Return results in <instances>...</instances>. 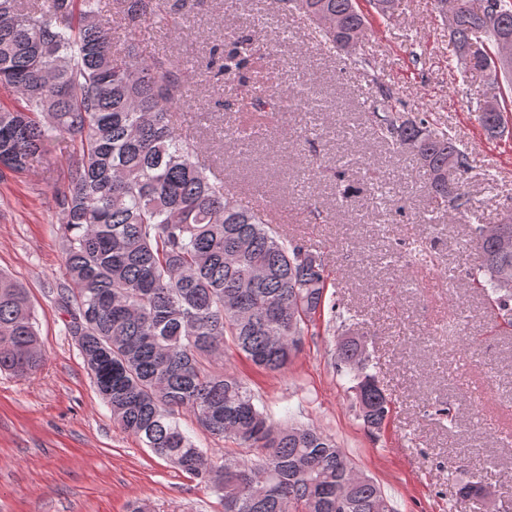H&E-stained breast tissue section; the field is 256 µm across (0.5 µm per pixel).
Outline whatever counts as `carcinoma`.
<instances>
[{
  "label": "carcinoma",
  "mask_w": 512,
  "mask_h": 512,
  "mask_svg": "<svg viewBox=\"0 0 512 512\" xmlns=\"http://www.w3.org/2000/svg\"><path fill=\"white\" fill-rule=\"evenodd\" d=\"M294 4L333 49L359 43L366 18L355 0H281ZM457 15L450 41L462 68L493 85H512V61L489 46L512 36V0L488 25L500 0ZM169 0H0V87L17 105L0 104V165L27 171L47 145L72 142L67 177L52 186L61 231L68 333L112 419L158 457L218 495L224 512H396L380 485L358 476L336 440L317 428L277 424L244 380L224 370L232 347L258 369L280 372L324 308L323 253L270 232L264 211L230 195L224 174L206 162L171 109L200 64L142 54V29L169 24ZM123 46H113L117 21ZM481 39L483 53L468 55ZM258 45L249 30L224 32L205 64L210 81L250 82ZM376 132L418 149L435 207L467 209L461 178L469 158L455 138L402 119L380 90ZM258 103L316 110L302 85ZM490 134L505 129V109L476 108ZM468 283L483 291L496 327L512 333V245L489 228L473 232ZM43 362L26 289L0 273V372L24 377ZM334 367L354 382L357 415L382 429L392 399L369 372L365 345L338 342ZM189 413L211 436L237 443L217 465L178 416Z\"/></svg>",
  "instance_id": "1"
}]
</instances>
